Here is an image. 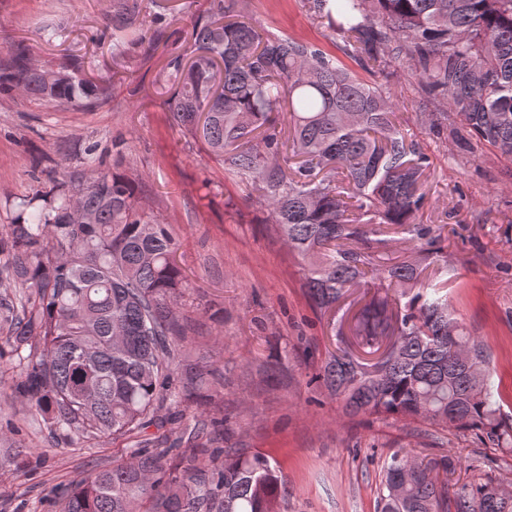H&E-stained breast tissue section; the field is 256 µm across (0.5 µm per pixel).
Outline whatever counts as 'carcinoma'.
I'll return each mask as SVG.
<instances>
[{
  "label": "carcinoma",
  "mask_w": 512,
  "mask_h": 512,
  "mask_svg": "<svg viewBox=\"0 0 512 512\" xmlns=\"http://www.w3.org/2000/svg\"><path fill=\"white\" fill-rule=\"evenodd\" d=\"M212 2L213 13L192 24V56L166 64L173 121L225 174L262 184L267 221L308 262L313 307L327 312L368 280L376 291L355 314L353 335L369 351L396 338L375 370L331 355L325 386L349 416L470 430L476 445L512 452L490 354L448 300L447 238L417 222L429 156L397 123L387 87L360 75L398 68L416 81L435 137L464 154L485 146L512 159V0H307L334 53L269 35L236 12L240 0ZM110 24L113 63L128 73L126 44L142 26L137 0H112ZM6 87L71 104L105 92L68 65L45 83L23 50L0 64ZM73 201L94 223H75ZM391 227L415 243L416 260L393 257ZM176 249L166 225L140 212L131 183L108 173L0 231V273L24 299L14 347H29L16 390L66 439L138 433L156 403H178L171 336L187 284ZM431 265L438 276L421 280ZM171 452L143 445L75 481L62 492L63 512H276L282 480L263 454L229 448L224 468L213 469L205 448L177 463ZM450 469L394 453L378 512H512V495H496L497 483L475 467L449 490Z\"/></svg>",
  "instance_id": "carcinoma-1"
}]
</instances>
